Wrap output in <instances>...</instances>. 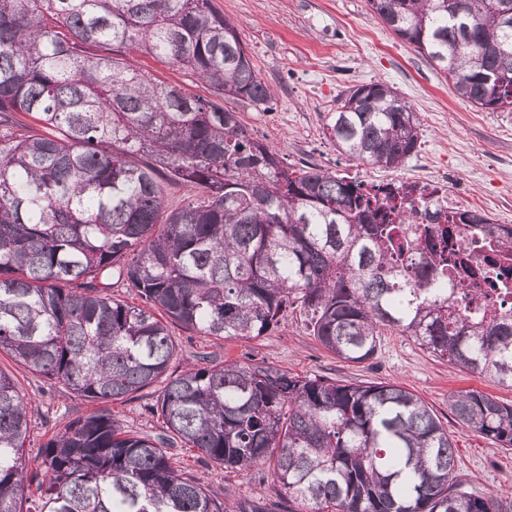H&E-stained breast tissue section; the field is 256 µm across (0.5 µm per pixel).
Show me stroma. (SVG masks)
Listing matches in <instances>:
<instances>
[{
  "label": "stroma",
  "instance_id": "35a3bbf8",
  "mask_svg": "<svg viewBox=\"0 0 512 512\" xmlns=\"http://www.w3.org/2000/svg\"><path fill=\"white\" fill-rule=\"evenodd\" d=\"M237 26L252 63L274 92L271 110L248 101L235 102L254 138L283 148L289 164H314L369 183L424 182L438 177L448 194L466 208L487 213L496 223L512 224V112H489L459 98L451 83L414 47L398 39L371 12L367 0H213ZM136 68L156 80L209 96L194 76L141 54ZM381 80L418 112L421 146L403 166L381 169L340 155L326 139L329 112L351 86ZM178 354L168 367L180 374L198 357L220 363L252 355L299 376H326L349 382H394L425 401L441 419L455 447L456 471L474 494L496 497L512 507V449L472 431L448 409V396L474 389L512 402V389L488 375L469 374L432 356L412 339L385 332L378 355L367 363L341 362L310 336L302 315L290 313L284 326L252 341L197 335L169 327ZM0 370L12 375L29 399V436L25 456L36 462L42 446L63 425L93 411L92 402L70 397L0 354ZM151 386L111 404L124 426L158 433ZM174 462L195 476L218 499L243 500L274 493L272 479L236 473L177 451Z\"/></svg>",
  "mask_w": 512,
  "mask_h": 512
}]
</instances>
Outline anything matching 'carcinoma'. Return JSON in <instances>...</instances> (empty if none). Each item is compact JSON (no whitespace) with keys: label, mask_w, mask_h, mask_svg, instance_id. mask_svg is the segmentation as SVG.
Wrapping results in <instances>:
<instances>
[{"label":"carcinoma","mask_w":512,"mask_h":512,"mask_svg":"<svg viewBox=\"0 0 512 512\" xmlns=\"http://www.w3.org/2000/svg\"><path fill=\"white\" fill-rule=\"evenodd\" d=\"M457 95L512 112V0H367ZM149 55L207 98L129 65ZM270 86L213 0H0V351L101 405L42 447L29 472L28 402L0 370V512H501L455 475L453 442L406 387L300 377L249 361L167 375V323L250 341L299 310L338 359H373L394 330L512 387V224L476 210L420 224L356 179L288 165L226 100ZM34 116L32 135L18 116ZM417 112L388 83L347 88L325 137L384 169L420 146ZM202 190L168 207L164 184ZM486 252L476 261L456 225ZM123 284L143 300L112 298ZM163 381L156 434L105 405ZM462 424L512 448V403L451 393ZM224 468L272 464L273 496L214 499L171 449Z\"/></svg>","instance_id":"carcinoma-1"}]
</instances>
